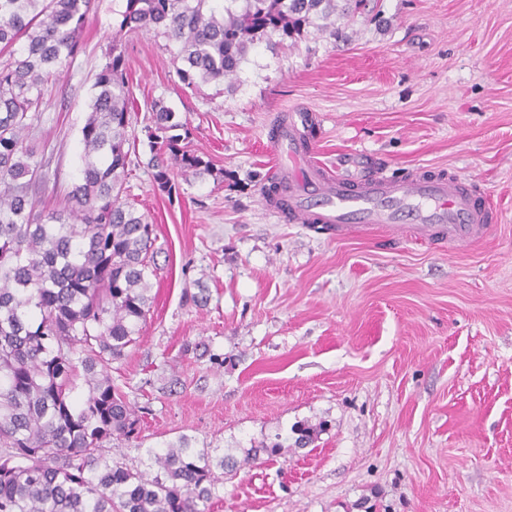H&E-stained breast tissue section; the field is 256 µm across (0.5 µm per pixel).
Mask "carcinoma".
Returning a JSON list of instances; mask_svg holds the SVG:
<instances>
[{"mask_svg": "<svg viewBox=\"0 0 512 512\" xmlns=\"http://www.w3.org/2000/svg\"><path fill=\"white\" fill-rule=\"evenodd\" d=\"M94 0H0V512H210L220 481L191 439L147 450L145 470L103 453L135 432L112 363L137 342L154 297V227L127 198L131 104L124 36L166 41L180 82L233 81L249 50L294 39L331 17L336 0H125L95 75L81 129L79 182L60 209L42 199L44 162L29 132L47 95L82 52ZM154 190L212 174L189 149L192 128L164 100L150 105ZM81 379L87 392L72 396Z\"/></svg>", "mask_w": 512, "mask_h": 512, "instance_id": "obj_1", "label": "carcinoma"}]
</instances>
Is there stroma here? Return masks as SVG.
I'll use <instances>...</instances> for the list:
<instances>
[{
  "instance_id": "obj_1",
  "label": "stroma",
  "mask_w": 512,
  "mask_h": 512,
  "mask_svg": "<svg viewBox=\"0 0 512 512\" xmlns=\"http://www.w3.org/2000/svg\"><path fill=\"white\" fill-rule=\"evenodd\" d=\"M373 2L380 22L350 12L342 37L311 26L287 46L255 45L232 85L184 87L164 39L124 41L129 193L159 252L140 339L112 365L138 423L111 453L140 469L147 449L185 435L233 457L212 512H512V0ZM123 8L96 0L84 50L31 133L53 206L79 177L94 78ZM158 98L224 173L172 202L145 166ZM303 109L327 166L363 152L400 173L469 177L497 222L451 249L270 217L271 129ZM199 281L203 308L184 294ZM300 423L320 428L304 448Z\"/></svg>"
}]
</instances>
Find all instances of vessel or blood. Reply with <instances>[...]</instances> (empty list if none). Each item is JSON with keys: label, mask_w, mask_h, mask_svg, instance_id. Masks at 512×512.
Here are the masks:
<instances>
[{"label": "vessel or blood", "mask_w": 512, "mask_h": 512, "mask_svg": "<svg viewBox=\"0 0 512 512\" xmlns=\"http://www.w3.org/2000/svg\"><path fill=\"white\" fill-rule=\"evenodd\" d=\"M306 121V113L290 114L273 142L293 166L279 173L286 206L271 207L274 216L318 224L340 238L387 235L465 246L489 232L496 213L472 180L424 167L401 177L371 165L356 175L325 167L316 142L302 137Z\"/></svg>", "instance_id": "vessel-or-blood-1"}]
</instances>
